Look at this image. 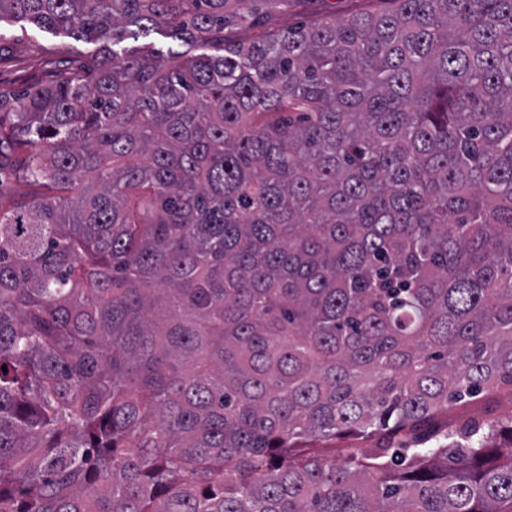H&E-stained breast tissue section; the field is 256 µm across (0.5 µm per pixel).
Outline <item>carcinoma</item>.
<instances>
[{
	"mask_svg": "<svg viewBox=\"0 0 512 512\" xmlns=\"http://www.w3.org/2000/svg\"><path fill=\"white\" fill-rule=\"evenodd\" d=\"M247 2L0 0V512H512V0ZM388 6L389 2L379 0H316L310 3L308 10L300 14L296 13V10L281 14L278 21L283 26L311 24L317 18L327 14L346 17L357 12H378ZM96 47L69 35L20 22L5 24L0 36V90L20 91L47 58L74 63ZM512 415V395L502 392L490 399H479L468 404L448 405V413L441 418L444 424H455L462 419L484 420L490 417L506 419Z\"/></svg>",
	"mask_w": 512,
	"mask_h": 512,
	"instance_id": "cac0c4a2",
	"label": "carcinoma"
}]
</instances>
